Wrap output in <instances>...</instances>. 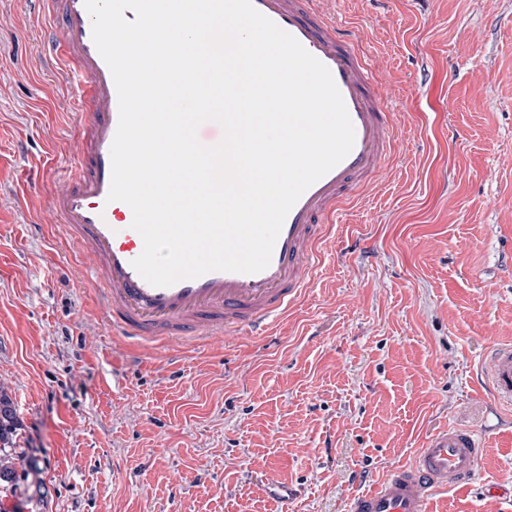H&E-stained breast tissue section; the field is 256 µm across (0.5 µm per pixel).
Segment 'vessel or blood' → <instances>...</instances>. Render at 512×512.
I'll return each mask as SVG.
<instances>
[{
	"instance_id": "obj_1",
	"label": "vessel or blood",
	"mask_w": 512,
	"mask_h": 512,
	"mask_svg": "<svg viewBox=\"0 0 512 512\" xmlns=\"http://www.w3.org/2000/svg\"><path fill=\"white\" fill-rule=\"evenodd\" d=\"M328 2L252 0L329 69L353 124L352 150L292 207L265 270L213 271L160 287L132 265L144 243L132 227L131 208L108 199L118 96L93 42L84 0H42L47 25L58 30L49 49L78 77L77 109L88 115L74 144L79 161L53 191L50 217L66 226L69 246L89 262L101 284L100 304L120 335L147 347L165 345L177 356L239 328L265 334L305 292L343 202L381 172L391 148L392 113L380 91V71L358 41L338 29ZM488 381L496 402L512 404V344L495 348ZM486 448L485 436L474 431L438 430L409 465L354 493L346 512H425L437 494L474 477Z\"/></svg>"
}]
</instances>
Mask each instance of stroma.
I'll return each instance as SVG.
<instances>
[{
	"instance_id": "1",
	"label": "stroma",
	"mask_w": 512,
	"mask_h": 512,
	"mask_svg": "<svg viewBox=\"0 0 512 512\" xmlns=\"http://www.w3.org/2000/svg\"><path fill=\"white\" fill-rule=\"evenodd\" d=\"M34 0H0V382L20 419L0 512H345L427 436L485 434L427 512H512V0H333L392 87L387 169L336 218L267 335L186 353L106 329L91 270L39 223L73 166L78 86ZM301 488L281 507L251 475ZM487 377L496 402L512 404V344L494 349L493 366Z\"/></svg>"
}]
</instances>
